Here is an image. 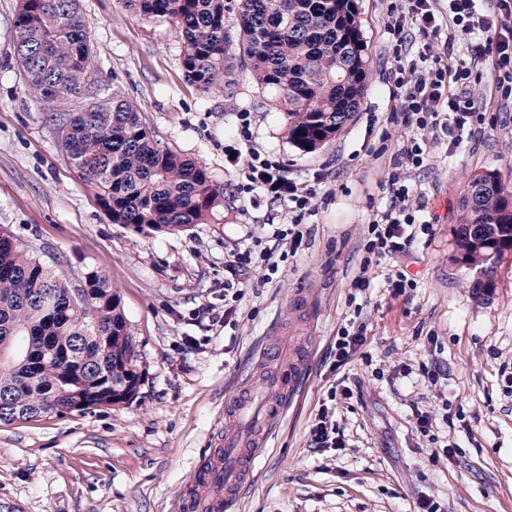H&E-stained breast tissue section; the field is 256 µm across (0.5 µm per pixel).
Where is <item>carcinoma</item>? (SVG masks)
<instances>
[{"label": "carcinoma", "mask_w": 512, "mask_h": 512, "mask_svg": "<svg viewBox=\"0 0 512 512\" xmlns=\"http://www.w3.org/2000/svg\"><path fill=\"white\" fill-rule=\"evenodd\" d=\"M16 61L26 90L61 132L71 166L112 223L137 232L187 231L224 205V185L158 143L138 105L118 92L76 108L95 76L83 50L88 24L77 0H20ZM181 30L186 79L226 92L248 66L288 115L290 140L315 150L361 106L365 43L355 0H123ZM236 10L237 23H226ZM456 260L487 264L512 250V194L493 171L469 178L455 230ZM120 295L101 272L71 278L0 232V422L112 406V384L141 383Z\"/></svg>", "instance_id": "1"}]
</instances>
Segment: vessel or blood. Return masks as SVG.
<instances>
[{"instance_id": "b4317fda", "label": "vessel or blood", "mask_w": 512, "mask_h": 512, "mask_svg": "<svg viewBox=\"0 0 512 512\" xmlns=\"http://www.w3.org/2000/svg\"><path fill=\"white\" fill-rule=\"evenodd\" d=\"M232 412L237 430L221 439L220 450L196 472V491L186 504L188 512H230L236 489L250 475L251 449L257 444L253 429L258 423H270L277 407L259 396L239 397Z\"/></svg>"}]
</instances>
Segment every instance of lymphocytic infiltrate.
Returning a JSON list of instances; mask_svg holds the SVG:
<instances>
[{"label": "lymphocytic infiltrate", "mask_w": 512, "mask_h": 512, "mask_svg": "<svg viewBox=\"0 0 512 512\" xmlns=\"http://www.w3.org/2000/svg\"><path fill=\"white\" fill-rule=\"evenodd\" d=\"M386 30L394 42L396 111L404 124L428 131L435 142L454 151L471 137L484 107L472 88L484 69L496 75L501 99H512V0H391ZM442 40V53L433 43ZM426 149L408 139L392 156L385 182L387 202L368 226L364 245L376 255L396 254L410 247L417 232L419 210L405 184L412 170L423 167ZM249 190L285 206L288 227H272L276 244H301L302 224L312 212L311 186L288 178L278 166L251 158Z\"/></svg>", "instance_id": "1"}]
</instances>
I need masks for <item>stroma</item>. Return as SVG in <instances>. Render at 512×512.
<instances>
[{
	"label": "stroma",
	"mask_w": 512,
	"mask_h": 512,
	"mask_svg": "<svg viewBox=\"0 0 512 512\" xmlns=\"http://www.w3.org/2000/svg\"><path fill=\"white\" fill-rule=\"evenodd\" d=\"M367 42V88L335 139L300 150L286 113L273 109L249 70L231 94L186 81L182 36L121 0H79L102 97L120 91L139 106L161 144L205 166L224 186V206L184 232L139 233L115 224L74 173L54 127L24 89L16 63L19 0H0V229L48 247L68 266L103 273L118 291L137 340L143 381L130 402L57 417L0 423V512H179L243 382L300 360L304 380L269 426L253 478L232 512H415L434 496L442 512H512V262L490 288L454 259L453 230L471 174L495 171L512 192V103L494 76L474 88L486 105L473 136L454 152L428 142L406 182L433 226L391 257L367 254L386 201L390 159L413 135L395 114L396 75L386 0H357ZM250 115V140L239 113ZM254 151L286 175L314 182V212L298 252L276 272L261 259L282 210L247 192L228 147ZM250 252L253 268L232 316L224 314L226 266ZM370 270V286L353 280ZM413 282L392 296L386 279ZM365 342L335 368L331 348L353 314ZM441 361L428 378L424 367ZM345 447L315 448L310 426L332 388ZM433 418L416 434V412ZM453 448L444 456L443 448Z\"/></svg>",
	"instance_id": "obj_1"
}]
</instances>
